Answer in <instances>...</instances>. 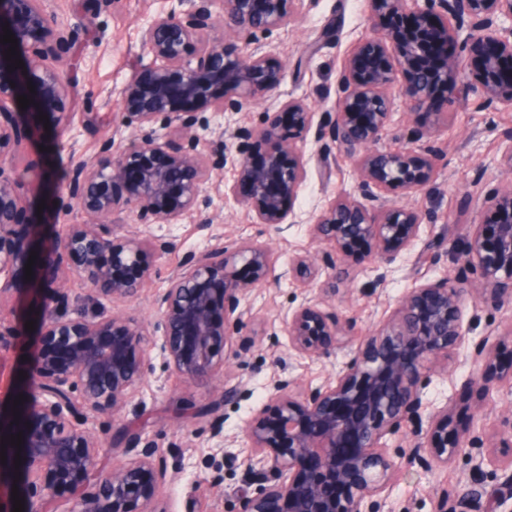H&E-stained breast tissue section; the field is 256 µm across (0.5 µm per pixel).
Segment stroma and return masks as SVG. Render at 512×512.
<instances>
[{
    "label": "stroma",
    "mask_w": 512,
    "mask_h": 512,
    "mask_svg": "<svg viewBox=\"0 0 512 512\" xmlns=\"http://www.w3.org/2000/svg\"><path fill=\"white\" fill-rule=\"evenodd\" d=\"M47 3L59 20L86 28L82 42L72 52L83 63L73 73L75 102L71 109L91 113L93 119L92 127L80 125L66 132L53 124L44 125L35 116L19 117L20 122L36 128L23 145L20 173L27 216L39 223L43 246L48 249L63 229L48 201L67 200L64 177L68 168L76 157L98 150L102 130L122 107L116 90L152 60L142 44L141 27L148 16L168 10L171 0H122L119 13L101 15L93 12L94 0ZM367 31L366 0H299L294 21L266 38L284 68L281 85L250 100L240 112L208 113L200 131L203 142L223 150L228 158L217 183L206 192L209 228L201 229L194 215L175 224L152 225L154 236L176 240L177 249L149 256L152 275L138 295L112 304L113 311L136 316L149 328L157 319L156 295L186 255L228 238L265 242L274 254L275 268L268 283L252 289L242 303L243 321H254L263 334L254 337L255 343L247 351L241 350L240 343L252 337V329L246 327L234 336L225 349L223 383H190L167 371L159 354V337L146 338L152 369L134 392L135 401L144 405V432L163 448L174 442L184 445L182 469L158 498L167 512H234L239 496L249 489L246 459L250 448L243 428L252 413L267 404L272 380L280 371L277 360L284 352L283 347L272 345L268 335L281 330L282 318L289 310L319 293L318 284L300 288L292 283L288 275L291 259L298 253L319 259L330 252V245L310 234V218L329 199L352 192L357 184L354 165L342 151L335 149L321 157L315 144H307L306 151L312 156L308 178L292 204L287 223L276 227L254 223L245 207L224 197V184L234 177L237 157L230 133L236 125L258 122L261 113L274 111L278 101L289 96L305 98L319 113L330 109L334 100L328 92L336 88L352 44ZM392 112L393 125L377 142L378 150L404 149V131L426 125L435 131L432 143L440 157L430 194L411 197L398 189L388 202L433 211L438 220L423 226L419 242L393 265L386 280H378L377 270L362 255L348 260L326 308L349 325V337L330 356L290 359L286 373L303 388L334 379L352 351L383 329L410 289L460 275L463 265L458 257L471 225L485 223L491 214L488 194L512 181V171L502 161L512 146L507 141L512 133V108H486L475 96L462 104L442 94L430 107L416 112L409 111L402 98H395ZM431 239L440 243L437 259L420 260L425 241ZM462 314L464 340L447 363L431 369L421 396L429 412L447 411L453 423L470 425L474 433L499 431L503 420L512 417V384L495 385L489 395H481V371L472 352L477 342H486L503 368L512 367V303L486 310L477 307L467 294ZM38 351L37 337L0 338V413L4 416L17 415L23 406L34 409L40 401L38 381L26 383L20 376L21 369L33 367ZM238 384L249 389V398L222 403L223 387ZM217 422L223 428L219 439L212 434ZM424 439V433L411 425L383 438L395 468L382 512H434L442 488L464 487L478 475L488 488L500 480V470L465 451L428 469L407 463L405 450Z\"/></svg>",
    "instance_id": "35a3bbf8"
}]
</instances>
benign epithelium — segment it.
Instances as JSON below:
<instances>
[{"label": "benign epithelium", "mask_w": 512, "mask_h": 512, "mask_svg": "<svg viewBox=\"0 0 512 512\" xmlns=\"http://www.w3.org/2000/svg\"><path fill=\"white\" fill-rule=\"evenodd\" d=\"M298 0H191L151 16L143 27L150 65L120 88L122 112L115 128L133 135L115 139L104 133L97 152L79 159L66 177L69 199L85 215L68 224L51 254L22 234L24 211L15 159L26 127L14 119L17 96L34 86V107L54 108V119L70 126L69 58L81 28L49 14L46 0H0V39L9 29L26 69L6 59L0 42V312L16 290L15 271L32 265L37 295L39 340L60 343L57 354L38 358L43 401L27 415L22 432L28 512H45L58 489H73L79 512H167L157 507L160 489L179 472L178 445L163 451L133 428L124 433L125 462L103 471L99 457L112 445L85 427L88 417L124 413L136 419L140 403L133 390L152 365L143 347L144 329L131 316L102 310L92 317L57 314L68 300V273L88 282L100 299L138 294L151 275L150 254L176 248L154 237L147 226L175 224L188 214L202 215L206 186L224 169L226 157L202 144L195 126L207 112H239L251 99L276 89L284 70L272 52L239 55L211 39L216 26L258 41L290 24ZM375 36L352 50L341 70L332 109L316 115L303 99L290 97L262 114L255 126H238L236 177L224 184V198L248 208L256 224L287 222L291 203L308 176L305 144L326 151L335 146L353 162L356 190L330 200L310 225L314 237L333 253L324 266L309 256L295 258L289 276L307 285L332 270L323 284L336 293L337 263L357 249L378 267L388 268L419 240L437 216L414 206H390L395 188L409 195L431 189L438 151L434 131L416 128L403 151L374 145L388 131L394 96L411 110L429 107L435 91L455 84L462 65L476 63L479 85L462 84L459 101L479 93L487 106H512V0H369ZM404 83H397V74ZM177 99L189 102L179 112ZM495 215L490 229L476 224L461 252L464 269L476 276L475 302L498 309L512 302V183L490 195ZM115 214H132L146 230L130 233L112 223ZM274 262L268 246L229 239L186 257L155 297L159 318L153 332L162 339L166 368L189 382L224 376V351L241 330V303L268 282ZM468 279L429 282L410 291L381 332L368 339L336 373L332 382L302 389L279 376L270 400L245 424L251 470L260 482L243 494L238 512H380L379 497L395 464L381 440L407 423L423 425L421 386L428 370L463 340L461 302ZM282 329L288 352L331 355L346 337L336 316L310 300L287 314ZM474 362L482 374L512 383V370L498 368L486 344L476 346ZM482 453L500 448L491 462L502 481L490 491L477 477L469 491L439 497L435 512H500L512 501V438L475 435L451 426L448 413L428 416L427 439L405 452L411 464H446L463 449ZM85 480L93 491L78 485Z\"/></svg>", "instance_id": "obj_1"}]
</instances>
